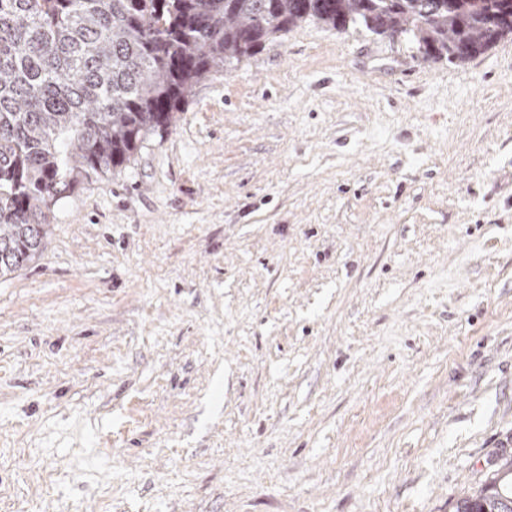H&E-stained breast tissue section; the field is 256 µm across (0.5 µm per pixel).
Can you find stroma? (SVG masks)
Segmentation results:
<instances>
[{"label":"stroma","instance_id":"1","mask_svg":"<svg viewBox=\"0 0 512 512\" xmlns=\"http://www.w3.org/2000/svg\"><path fill=\"white\" fill-rule=\"evenodd\" d=\"M0 279V512H455L512 454V39L301 22Z\"/></svg>","mask_w":512,"mask_h":512}]
</instances>
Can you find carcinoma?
I'll use <instances>...</instances> for the list:
<instances>
[{"label": "carcinoma", "instance_id": "1", "mask_svg": "<svg viewBox=\"0 0 512 512\" xmlns=\"http://www.w3.org/2000/svg\"><path fill=\"white\" fill-rule=\"evenodd\" d=\"M498 0H0V277L45 248L50 207L122 168L194 87L299 23L409 34L464 65L511 35ZM456 512H512V456Z\"/></svg>", "mask_w": 512, "mask_h": 512}]
</instances>
